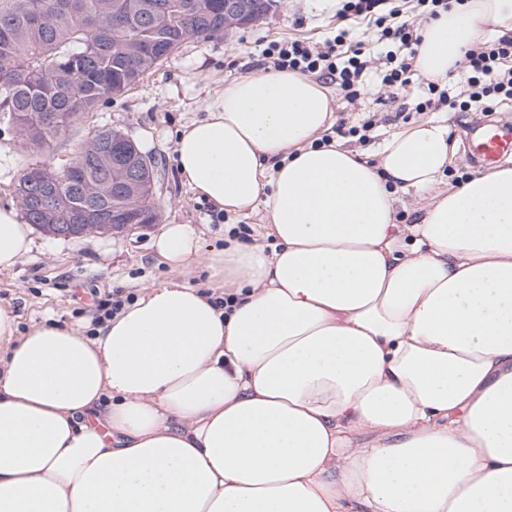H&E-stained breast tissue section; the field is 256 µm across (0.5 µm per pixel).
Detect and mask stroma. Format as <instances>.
<instances>
[{
	"label": "stroma",
	"mask_w": 512,
	"mask_h": 512,
	"mask_svg": "<svg viewBox=\"0 0 512 512\" xmlns=\"http://www.w3.org/2000/svg\"><path fill=\"white\" fill-rule=\"evenodd\" d=\"M336 15L326 0H275L270 13L252 25L202 41L187 39L180 49L148 72L139 84L112 104L100 106L71 127L66 138L39 149L24 144L12 127L0 124V205L15 203L14 185L26 169L58 168L73 161L81 146L101 127L120 129L154 164L153 202L158 212L154 224H141L120 233H92L79 238L32 233L29 254L13 270L0 272V303L13 306L20 328L49 322L93 330L97 312L92 293L121 290L138 296L142 289L172 282H186L209 289L214 277L207 265L178 271L158 259L151 239L163 224H191L205 247L224 245V227L255 236L263 218L225 214L213 223L210 202L202 200L180 179L174 163L178 131L193 119L203 118V100L214 96L226 81L261 67L257 41L303 39L321 44L336 29ZM422 76L402 90L368 82L360 96L350 100L334 95V114L349 124L374 115L371 139L345 138L346 146L371 156L397 129L427 120L414 106L422 94ZM451 134L458 144L444 175L445 184H460L462 177L477 174L467 162L462 146L465 125H481L482 112H451Z\"/></svg>",
	"instance_id": "1"
}]
</instances>
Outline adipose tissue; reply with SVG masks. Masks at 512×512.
I'll return each mask as SVG.
<instances>
[{
  "label": "adipose tissue",
  "mask_w": 512,
  "mask_h": 512,
  "mask_svg": "<svg viewBox=\"0 0 512 512\" xmlns=\"http://www.w3.org/2000/svg\"><path fill=\"white\" fill-rule=\"evenodd\" d=\"M512 0L429 19L414 59L446 79ZM333 97L262 68L183 126L181 179L270 245L225 234L230 303L142 290L93 334L20 330L0 304V512H512V166L442 188L447 123L373 159L323 141ZM426 196L398 223L401 194ZM32 229L0 207V272ZM155 253L187 269L192 225Z\"/></svg>",
  "instance_id": "ef3b65f1"
}]
</instances>
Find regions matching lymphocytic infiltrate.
<instances>
[{"mask_svg": "<svg viewBox=\"0 0 512 512\" xmlns=\"http://www.w3.org/2000/svg\"><path fill=\"white\" fill-rule=\"evenodd\" d=\"M339 24L332 39L316 46L294 39L265 41L263 59L277 70L301 72L336 85L356 99L367 72L381 86L400 90L411 83L416 48L421 41L416 17L404 15L391 0H340ZM364 26L375 45L364 48L355 37ZM464 76L442 85L428 82L418 111L492 112L512 101V36L476 42L463 55Z\"/></svg>", "mask_w": 512, "mask_h": 512, "instance_id": "f902f5d3", "label": "lymphocytic infiltrate"}]
</instances>
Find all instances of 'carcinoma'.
<instances>
[{
    "label": "carcinoma",
    "mask_w": 512,
    "mask_h": 512,
    "mask_svg": "<svg viewBox=\"0 0 512 512\" xmlns=\"http://www.w3.org/2000/svg\"><path fill=\"white\" fill-rule=\"evenodd\" d=\"M224 31V0H0V121L27 144L43 147L98 106L122 96L137 78L189 38ZM119 142L142 170L145 223L156 220L152 166L123 133L104 127L81 147L68 181L48 197L54 211L82 210L97 225L112 221V164ZM46 168L25 172L15 195L32 197Z\"/></svg>",
    "instance_id": "1"
}]
</instances>
